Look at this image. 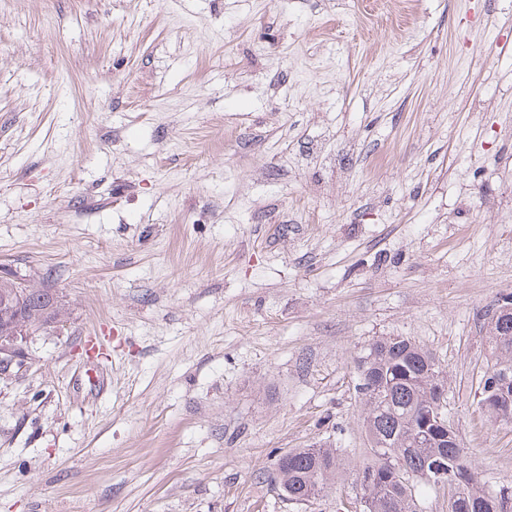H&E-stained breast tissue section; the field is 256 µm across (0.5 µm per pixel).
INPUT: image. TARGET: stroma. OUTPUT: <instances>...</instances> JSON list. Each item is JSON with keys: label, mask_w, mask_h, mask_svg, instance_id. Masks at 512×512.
I'll list each match as a JSON object with an SVG mask.
<instances>
[{"label": "stroma", "mask_w": 512, "mask_h": 512, "mask_svg": "<svg viewBox=\"0 0 512 512\" xmlns=\"http://www.w3.org/2000/svg\"><path fill=\"white\" fill-rule=\"evenodd\" d=\"M0 266L62 311L0 375V512H340L388 336L512 479L477 404L512 295V0H0ZM323 443L332 492L285 499L279 456Z\"/></svg>", "instance_id": "1"}]
</instances>
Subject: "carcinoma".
I'll list each match as a JSON object with an SVG mask.
<instances>
[{"instance_id": "carcinoma-1", "label": "carcinoma", "mask_w": 512, "mask_h": 512, "mask_svg": "<svg viewBox=\"0 0 512 512\" xmlns=\"http://www.w3.org/2000/svg\"><path fill=\"white\" fill-rule=\"evenodd\" d=\"M46 301L19 302L13 287L0 283V327L21 317L39 327L60 316L46 288L28 286ZM493 362L481 380L478 404L492 422L512 423V309L498 306L489 322ZM359 392L369 448L353 473L360 488L359 512H423L418 489L446 487L453 512H512V480L485 486L457 432L426 426L423 415L447 407L437 391L447 381L436 356L407 336L378 339L359 357ZM341 468L335 448H295L276 463L288 500H316L330 492Z\"/></svg>"}]
</instances>
